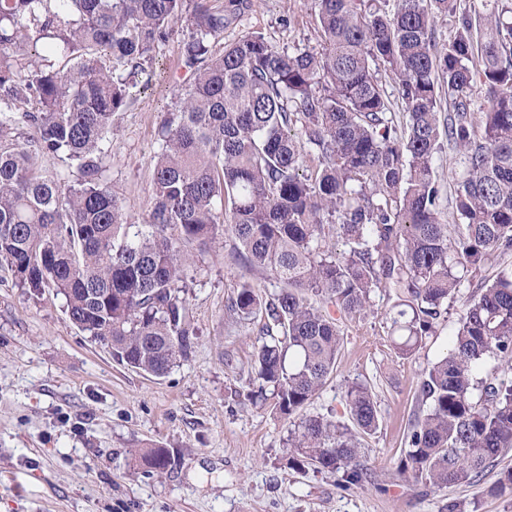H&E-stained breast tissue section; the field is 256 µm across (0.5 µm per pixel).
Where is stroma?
Wrapping results in <instances>:
<instances>
[{"instance_id": "35a3bbf8", "label": "stroma", "mask_w": 512, "mask_h": 512, "mask_svg": "<svg viewBox=\"0 0 512 512\" xmlns=\"http://www.w3.org/2000/svg\"><path fill=\"white\" fill-rule=\"evenodd\" d=\"M316 10L314 0H254L224 39L258 33L279 48L314 47ZM180 51L178 34L160 46L148 64L151 86L133 91L112 123L106 183L138 224L149 219L160 123L191 81ZM462 170L454 149L436 155L447 224L460 221L454 198ZM504 262L512 264V254L463 274L434 335L410 358L392 344L398 330L387 317L394 303L388 289L373 293L374 314L342 319L336 370L306 411L349 423L348 385L372 388L379 427L364 446L373 480L347 491L335 474L289 469L288 420L248 398L258 387L259 323L239 319L229 306L243 283L265 297L277 285L238 260L233 236L194 252L184 290L191 348L160 377L118 362L69 321L62 297L34 296L2 268L0 512H446L451 502L466 512H512V496L490 491L498 471L512 468V450L474 483L438 489L398 473L411 424L424 410L422 373L446 354L467 304ZM147 448L168 449L163 472H146L135 460V450Z\"/></svg>"}]
</instances>
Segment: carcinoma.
<instances>
[{"mask_svg":"<svg viewBox=\"0 0 512 512\" xmlns=\"http://www.w3.org/2000/svg\"><path fill=\"white\" fill-rule=\"evenodd\" d=\"M185 2L0 0V268L33 295L63 296L72 323L119 361L163 376L191 345L180 296L188 247L232 234L242 263L280 284L267 300L243 284L231 310L261 319L258 398L298 418L288 467L358 487L368 475L361 437L379 426L375 394L348 386L351 427L303 414L344 341L309 296L353 319L373 312L374 289L393 290L391 321L404 331L395 349L407 357L458 292L455 270L512 252V0L493 16L458 0H317L319 48L278 49L252 33L217 53L254 0H194L182 41L193 82L163 121L149 220L134 224L102 183L112 118ZM439 17L455 28L440 47ZM444 137L464 156L461 224L440 220L433 162ZM41 155L63 156L80 179L44 174ZM333 237L347 250H333ZM420 392L429 411L412 423L400 474L471 483L512 449V267L467 306ZM138 456L156 473L170 459L165 448ZM491 492L512 495L511 468Z\"/></svg>","mask_w":512,"mask_h":512,"instance_id":"obj_1","label":"carcinoma"}]
</instances>
